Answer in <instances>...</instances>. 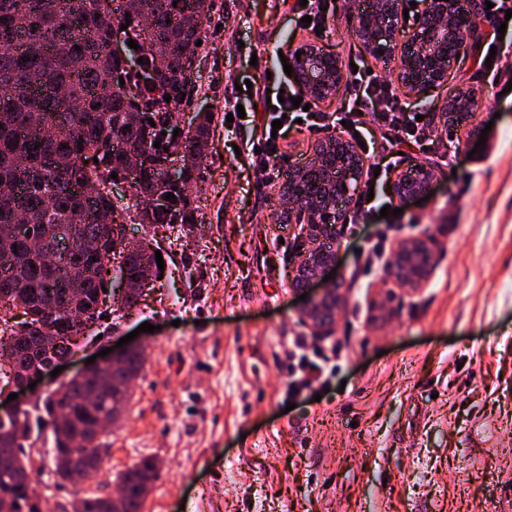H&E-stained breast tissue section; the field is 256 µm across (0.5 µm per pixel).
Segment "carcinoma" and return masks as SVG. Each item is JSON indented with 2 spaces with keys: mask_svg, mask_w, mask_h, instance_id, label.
Returning a JSON list of instances; mask_svg holds the SVG:
<instances>
[{
  "mask_svg": "<svg viewBox=\"0 0 512 512\" xmlns=\"http://www.w3.org/2000/svg\"><path fill=\"white\" fill-rule=\"evenodd\" d=\"M152 17L148 34L151 54L122 42L109 44L122 25L140 27ZM210 23L193 0H0V227L16 211L29 216L26 239L16 252H0V302L21 308L26 316L17 349L22 355L10 365V341H0V382L9 384L12 367L33 369L48 361L49 336H78L82 325L102 316L98 292L104 286L112 245L99 214L118 215L111 188L112 174L126 177L130 151L142 150L153 166L131 185L134 211L144 197L161 189L174 197L151 211L145 223L167 224L190 231L198 223L186 185L200 180L208 146L210 117L194 126L185 145L187 158L181 181L167 180L164 162L173 146V112L191 97L194 85L186 61L206 43ZM143 62H137V59ZM125 84H120L119 79ZM170 101H165L166 97ZM154 124H149V121ZM118 137L108 156L99 151ZM161 141L160 148L153 143ZM108 177L93 197L83 187L99 173ZM65 224L70 251L52 265L44 257L56 246L52 225ZM107 243L98 251L88 239ZM155 252L131 251L116 273L131 281L155 275ZM82 286L69 298L71 277ZM68 305L56 319L44 312ZM144 367L142 353L133 351L102 373H91L57 386L31 405L0 416V512H35L29 478L34 434L52 436V460L61 481L81 486L94 479L103 463L94 427L112 418L113 397L131 399L130 384ZM159 471L148 458L119 476L123 496H89L73 500L72 512H141L142 488Z\"/></svg>",
  "mask_w": 512,
  "mask_h": 512,
  "instance_id": "cac0c4a2",
  "label": "carcinoma"
}]
</instances>
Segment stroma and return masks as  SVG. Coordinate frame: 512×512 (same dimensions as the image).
<instances>
[{"instance_id": "1", "label": "stroma", "mask_w": 512, "mask_h": 512, "mask_svg": "<svg viewBox=\"0 0 512 512\" xmlns=\"http://www.w3.org/2000/svg\"><path fill=\"white\" fill-rule=\"evenodd\" d=\"M293 3L214 0L209 10L215 29L196 59L198 91L178 119L213 116L191 194L198 226L130 227L160 247L163 277L99 342L106 349L154 326L141 336L146 363L131 400L101 440L92 490L116 493L119 474L149 457L159 476L142 512H512V29L498 43L499 81L481 75L480 43L447 88L406 97L410 110L431 113L447 90L478 89L487 105L474 124L486 142L432 125L433 151L402 162L434 164L429 199L393 200V214L340 234L336 273L347 290L331 336L343 360L328 384L292 401L288 344L309 328L288 276L310 243L281 222L280 184H256L235 153L245 134L224 115L254 109L241 89L264 81L252 54L313 39L342 64L396 78L363 51L347 0L317 38L295 24ZM392 223L386 248L433 242L422 288L358 267L359 249ZM50 448L43 436L29 450L34 501L39 512H71L84 490L59 481Z\"/></svg>"}]
</instances>
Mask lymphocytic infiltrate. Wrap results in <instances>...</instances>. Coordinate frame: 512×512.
Masks as SVG:
<instances>
[{
    "mask_svg": "<svg viewBox=\"0 0 512 512\" xmlns=\"http://www.w3.org/2000/svg\"><path fill=\"white\" fill-rule=\"evenodd\" d=\"M270 72L271 89L259 94L265 105L260 122L253 126L248 141L249 146L256 150L251 157V166L258 183L273 182L276 176L273 165L284 156L283 144L287 142L289 133L299 128L318 135L327 128L337 127L351 136L364 131L366 123H373L388 145L378 161L379 175L367 180L368 185L377 189L382 188L392 168L397 165L401 146L420 148L431 142L428 121H417L392 84L368 74L366 69H358L352 76L351 101L340 112L331 114L314 107L307 110L294 107L292 100L299 97L300 92L283 80L284 69L280 59H272ZM277 119L283 122L278 130L272 127ZM335 368V362L321 349L308 348L304 338H293L287 364L289 395H299L313 383L328 379Z\"/></svg>",
    "mask_w": 512,
    "mask_h": 512,
    "instance_id": "lymphocytic-infiltrate-1",
    "label": "lymphocytic infiltrate"
}]
</instances>
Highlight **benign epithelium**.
I'll return each instance as SVG.
<instances>
[{
  "mask_svg": "<svg viewBox=\"0 0 512 512\" xmlns=\"http://www.w3.org/2000/svg\"><path fill=\"white\" fill-rule=\"evenodd\" d=\"M356 18L354 33L364 49L383 63H395L397 79L402 89L420 94L430 88L444 86L456 61L463 54L466 40L462 32L479 34L485 26L479 0H425V8L416 22L402 27V0H355L352 5ZM300 60L294 61V78L300 89L316 101L333 98L347 75L341 61L327 52L316 41H308L298 48ZM482 96L471 89H458L443 99L435 115L445 128L451 130L470 127L474 134L472 117L480 107ZM184 141L174 140L165 162V170L171 181L179 178L184 164ZM366 158L360 148L340 135H330L317 142L307 164L288 172V181L281 187L282 218L285 224L298 220L303 223L304 233L312 243L293 269L289 287L297 293H305L336 265L337 250L325 247L326 241L337 240L339 226L344 223L347 205L356 195L365 172ZM434 180L432 167L416 165L392 181V193L401 201L420 198L430 193ZM300 204V212L288 207V203ZM102 221L112 224V215L104 214ZM111 240L115 248L122 249L134 241L128 234V225L112 224ZM435 266V253L430 239L417 236L400 243L393 250L388 264V277L412 288L427 284ZM345 280L340 279L331 288L312 295L301 316L317 334L328 333L336 323L344 302ZM140 342H130L105 357L91 363H83L79 372L93 367L114 363ZM69 362L61 358L37 372L22 375L17 382L0 391L6 399L10 394L18 398L0 409L7 413L27 405L39 396V389L28 385L45 377L58 366Z\"/></svg>",
  "mask_w": 512,
  "mask_h": 512,
  "instance_id": "1",
  "label": "benign epithelium"
}]
</instances>
